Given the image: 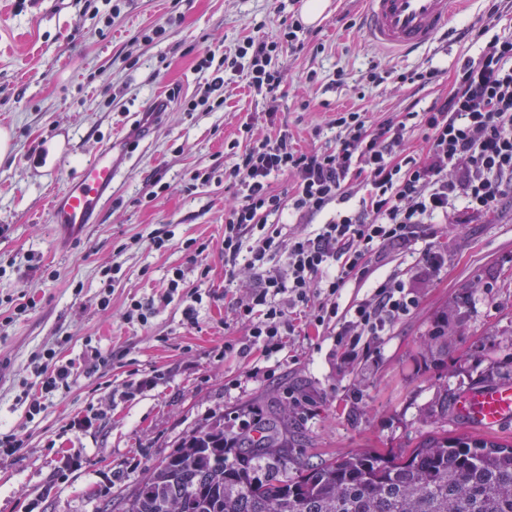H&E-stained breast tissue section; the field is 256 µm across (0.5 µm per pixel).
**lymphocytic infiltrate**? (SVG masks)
<instances>
[{
  "label": "lymphocytic infiltrate",
  "mask_w": 512,
  "mask_h": 512,
  "mask_svg": "<svg viewBox=\"0 0 512 512\" xmlns=\"http://www.w3.org/2000/svg\"><path fill=\"white\" fill-rule=\"evenodd\" d=\"M272 51L268 43L250 40L220 60L206 52L197 67L209 76L187 101V111L223 94L230 73L245 74L250 88L276 102L284 76L270 68ZM422 123L427 154L421 161L396 156L405 122L370 129L357 112L336 118L333 150L301 152L282 128L239 156L231 174L242 200L224 219V271L232 277L245 268L257 284L231 303L249 336L240 345L225 343V353L243 357L257 346L264 356H275L295 333L293 315L299 312L314 327L336 328V343L350 359L364 339L384 335L390 323L411 312L415 296L389 277L346 315H339L336 299L349 279L365 273L376 250L408 245L424 234L428 220L447 216L457 199L470 212L483 213L512 194V39L489 41L466 61L448 96L424 111ZM353 172L372 186L361 210L337 214L312 236L282 243L279 228L268 223L283 206L272 178L294 175L293 209L317 214L344 200ZM283 249L288 266L272 271L269 262Z\"/></svg>",
  "instance_id": "obj_1"
}]
</instances>
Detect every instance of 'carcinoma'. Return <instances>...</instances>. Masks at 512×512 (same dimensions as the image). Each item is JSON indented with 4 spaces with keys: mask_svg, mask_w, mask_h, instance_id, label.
Returning <instances> with one entry per match:
<instances>
[{
    "mask_svg": "<svg viewBox=\"0 0 512 512\" xmlns=\"http://www.w3.org/2000/svg\"><path fill=\"white\" fill-rule=\"evenodd\" d=\"M424 355L448 347L438 329ZM457 398L439 392L431 417L447 424ZM224 455V419L183 438L153 467L120 512H512V443L441 429L399 453L351 452L310 463L288 460L277 428ZM293 463L295 476L281 477Z\"/></svg>",
    "mask_w": 512,
    "mask_h": 512,
    "instance_id": "obj_1",
    "label": "carcinoma"
}]
</instances>
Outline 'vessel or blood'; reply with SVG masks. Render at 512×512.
Listing matches in <instances>:
<instances>
[{
	"instance_id": "b4317fda",
	"label": "vessel or blood",
	"mask_w": 512,
	"mask_h": 512,
	"mask_svg": "<svg viewBox=\"0 0 512 512\" xmlns=\"http://www.w3.org/2000/svg\"><path fill=\"white\" fill-rule=\"evenodd\" d=\"M462 4L463 0H366L362 32L378 48L405 56L451 32L453 13ZM119 171L113 146L102 147L82 165L78 176L51 198V223L74 232L93 223L109 201ZM457 411L484 427L497 426L512 419V387L494 386L463 396Z\"/></svg>"
}]
</instances>
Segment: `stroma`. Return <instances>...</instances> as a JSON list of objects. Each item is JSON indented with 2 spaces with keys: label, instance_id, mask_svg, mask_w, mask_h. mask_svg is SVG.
Segmentation results:
<instances>
[{
  "label": "stroma",
  "instance_id": "35a3bbf8",
  "mask_svg": "<svg viewBox=\"0 0 512 512\" xmlns=\"http://www.w3.org/2000/svg\"><path fill=\"white\" fill-rule=\"evenodd\" d=\"M302 0H0V125L12 138L0 160V435L21 434L20 457L0 454V512H97L132 490L182 438L216 419L232 423L253 407L275 419L289 391L295 408L293 456L316 463L353 451L400 452L435 430L425 415L438 388L467 395L512 385V196L489 214L463 205L432 224L409 250L386 249L366 276L351 278L337 303L347 310L387 275L407 280L418 304L351 363L340 360L335 332L302 327L277 357L253 350L218 359L228 340H245L224 297V217L239 188L228 176L246 138L287 126L297 149L336 145L333 121L361 111L371 123L402 120L451 90L456 71L486 42L512 37V0H469L455 16L461 40L394 57L359 32L362 0H332L314 27H298ZM162 28L148 38L153 28ZM296 31L287 43L288 31ZM277 43L271 66L285 80L276 104L236 77L224 104L183 107L205 81L195 64L205 50L247 40ZM426 74L424 84L404 74ZM167 98L160 120L128 138L112 198L77 234L53 226L48 201L80 166L130 130L149 104ZM275 117H268V110ZM72 151H64V141ZM286 206L283 238L303 236L327 213L295 211L294 181L273 179ZM436 247L439 269L420 264ZM178 292L167 285L174 272ZM202 296L198 322L183 309ZM152 304L140 318L133 301ZM26 312H17L18 304ZM454 340L441 363L420 341L440 323ZM99 352L107 363L89 370ZM73 363L69 391L41 396L35 356ZM266 377H249L253 365ZM159 375L140 390L139 378ZM41 410L30 414L31 402ZM90 429L69 423L89 413ZM82 452L81 469L63 457ZM114 477L105 487V477Z\"/></svg>",
  "mask_w": 512,
  "mask_h": 512
}]
</instances>
